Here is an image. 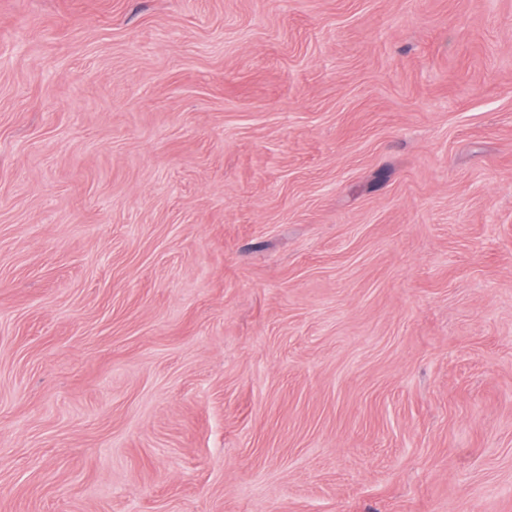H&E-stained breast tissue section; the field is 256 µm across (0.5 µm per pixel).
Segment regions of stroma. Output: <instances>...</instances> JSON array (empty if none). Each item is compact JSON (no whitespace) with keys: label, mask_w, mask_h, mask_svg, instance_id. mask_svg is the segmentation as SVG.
<instances>
[{"label":"stroma","mask_w":512,"mask_h":512,"mask_svg":"<svg viewBox=\"0 0 512 512\" xmlns=\"http://www.w3.org/2000/svg\"><path fill=\"white\" fill-rule=\"evenodd\" d=\"M0 512H512V0H0Z\"/></svg>","instance_id":"stroma-1"}]
</instances>
